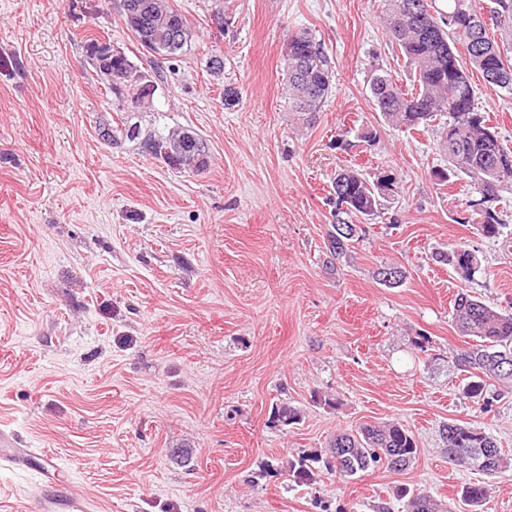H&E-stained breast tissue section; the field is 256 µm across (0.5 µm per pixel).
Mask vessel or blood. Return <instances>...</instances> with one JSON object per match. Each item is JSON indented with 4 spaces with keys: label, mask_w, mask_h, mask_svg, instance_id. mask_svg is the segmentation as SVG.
I'll return each instance as SVG.
<instances>
[{
    "label": "vessel or blood",
    "mask_w": 512,
    "mask_h": 512,
    "mask_svg": "<svg viewBox=\"0 0 512 512\" xmlns=\"http://www.w3.org/2000/svg\"><path fill=\"white\" fill-rule=\"evenodd\" d=\"M0 468L27 472L35 477L29 493L33 512H90L87 496L63 489V471L44 448L17 447L12 435L0 430Z\"/></svg>",
    "instance_id": "vessel-or-blood-1"
}]
</instances>
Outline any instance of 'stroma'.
I'll return each mask as SVG.
<instances>
[{
    "label": "stroma",
    "instance_id": "35a3bbf8",
    "mask_svg": "<svg viewBox=\"0 0 512 512\" xmlns=\"http://www.w3.org/2000/svg\"><path fill=\"white\" fill-rule=\"evenodd\" d=\"M169 3L193 37L158 73L119 0H0V193L13 198L0 209V428L56 455L97 512H407L402 487L472 512L460 489L474 482L488 487L482 512H512V467L459 470L440 435L465 423L512 456V390L483 409L451 357L459 290L512 312V191L501 235L484 237L468 182L431 176L448 164L440 125L380 121L372 75L414 85L380 0ZM302 29L334 62L312 117L290 110L284 84V44ZM91 36L152 80L149 108L107 92ZM471 82L512 146V94ZM122 120L195 131L207 168L177 172L138 142L104 141L102 124ZM346 126L378 135L344 148ZM347 167L392 177L396 192L333 265L331 186ZM457 244L481 261L465 282L431 259ZM384 263L403 268L401 286L376 279ZM282 402L298 424L273 421ZM370 421L412 431L407 469L289 476L288 461Z\"/></svg>",
    "mask_w": 512,
    "mask_h": 512
}]
</instances>
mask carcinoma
<instances>
[{"instance_id": "cac0c4a2", "label": "carcinoma", "mask_w": 512, "mask_h": 512, "mask_svg": "<svg viewBox=\"0 0 512 512\" xmlns=\"http://www.w3.org/2000/svg\"><path fill=\"white\" fill-rule=\"evenodd\" d=\"M144 1L148 9L129 14L121 9L126 29L147 53L162 52L171 30L178 26L187 37L192 31L186 19L165 0H121V4ZM383 23L387 41L410 65L417 79L414 92L402 91L393 77L383 71L373 75L370 93L375 110L389 123L409 130L428 127L443 120L445 137L441 147L448 155V167L435 169L432 175L444 184L451 179L466 178L479 194L483 222L479 231L487 238L500 236L502 222L496 210L502 193L512 190V149L499 141L489 117L475 104V91L470 72H479L486 86L512 94V58L501 51L487 34V26L496 27L512 39V0H447L448 10L434 11L435 0H382ZM461 41L466 56L455 53V42ZM284 74L288 104L293 112H317L332 89L333 66L324 43L313 33L301 30L288 38V54L284 55ZM125 137L140 140V148L158 155L165 144L181 141L175 135L166 139L152 135L140 136L131 126ZM376 182L358 170H344L333 181V192L344 195L346 209L336 216L327 229V250L334 259L344 256L349 243L363 235L351 234L345 219L378 217L387 199L371 188ZM432 259L453 269L462 279L471 278L479 263L464 245H456L434 253ZM453 321L462 336L475 343L452 353L458 369L472 374L467 392L482 403L483 408L499 394L489 390L487 379L512 384V313L497 311L466 294L456 296ZM274 421L283 426L301 420L299 409L282 403L274 408ZM441 435L448 448V461L457 465L461 457L473 460V469L493 476L507 467L496 440L479 428L456 422L442 425ZM328 448L344 449L341 466H325L326 471L341 477H352L382 464L390 469H406L417 455L413 433L396 422L364 423L353 432L334 436ZM322 455H303L288 462V472L302 482L312 480V464ZM487 487L469 483L461 487L460 497L471 507L482 505ZM407 499L408 512H435L434 502L423 489H401Z\"/></svg>"}]
</instances>
